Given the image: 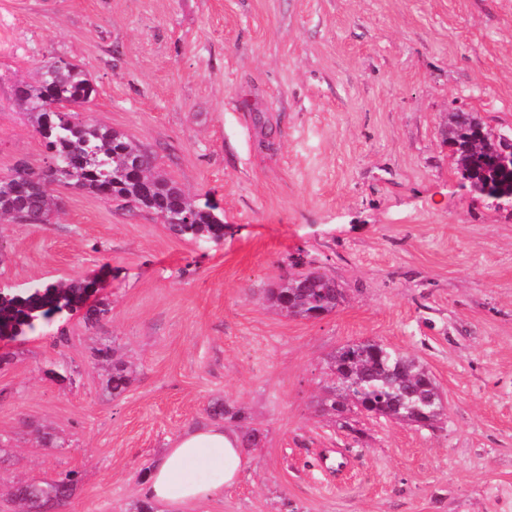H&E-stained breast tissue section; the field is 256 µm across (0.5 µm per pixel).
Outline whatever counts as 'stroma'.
Segmentation results:
<instances>
[{"label":"stroma","instance_id":"35a3bbf8","mask_svg":"<svg viewBox=\"0 0 512 512\" xmlns=\"http://www.w3.org/2000/svg\"><path fill=\"white\" fill-rule=\"evenodd\" d=\"M56 57L224 239L60 183L50 223H0V287L97 277L109 307L0 343V512L71 471L55 512H132L218 400L259 433L237 485L160 512H512V209L442 134L452 112L512 132V0H0L2 177L46 163L14 85ZM299 254L343 288L331 314L266 302ZM366 340L429 370L442 420L323 415L329 357ZM103 346L134 369L118 397Z\"/></svg>","mask_w":512,"mask_h":512}]
</instances>
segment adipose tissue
Wrapping results in <instances>:
<instances>
[{
    "label": "adipose tissue",
    "mask_w": 512,
    "mask_h": 512,
    "mask_svg": "<svg viewBox=\"0 0 512 512\" xmlns=\"http://www.w3.org/2000/svg\"><path fill=\"white\" fill-rule=\"evenodd\" d=\"M243 466L238 434L218 423H203L180 436L153 463L144 493L166 506L204 500L235 485Z\"/></svg>",
    "instance_id": "1"
}]
</instances>
